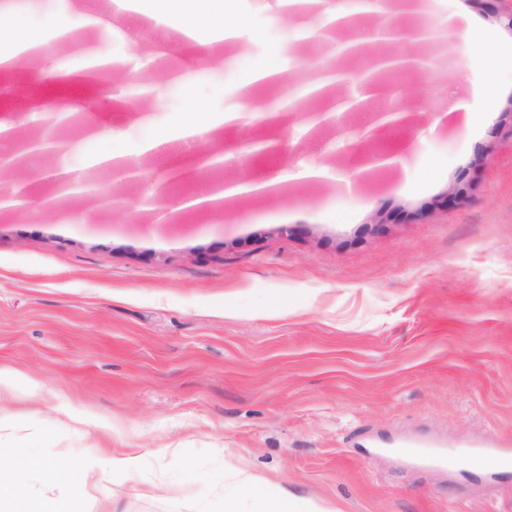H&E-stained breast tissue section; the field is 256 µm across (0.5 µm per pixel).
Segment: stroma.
Wrapping results in <instances>:
<instances>
[{"mask_svg": "<svg viewBox=\"0 0 512 512\" xmlns=\"http://www.w3.org/2000/svg\"><path fill=\"white\" fill-rule=\"evenodd\" d=\"M80 0H0V16L47 33L30 60L0 67V121L54 149L0 183V448L24 439L33 462L25 502L0 494V512H41L60 497L45 463L162 448L137 475L71 498L68 512H222L225 472L280 484L324 512H512V474L489 483L476 472L405 465L388 449L402 439L512 441V31L500 17L512 0H420L415 25L434 29L416 51L426 71L391 79L405 124L379 136L401 154L382 184L347 188L344 140L363 135L351 114L316 138L288 117L274 132L279 152L256 157L252 130H210L208 147L244 158L227 181L280 178L277 196L165 214L160 198L192 194L196 181L162 180L192 167L196 151L139 153L183 117L191 101L213 112L260 110L273 100L324 110L363 81L336 43L315 56L306 32L325 27L316 11L288 18L275 0H228L244 31L230 46L194 41L158 54L150 30L137 42L122 14L105 43L116 61L137 57L138 81L111 97L58 85L81 68L75 44L56 39L78 20ZM503 48L476 58L470 25ZM486 70L495 86L490 122L450 113L430 129L428 109L447 111L464 95L460 64ZM283 82L238 88L254 70ZM343 82L318 99L319 73ZM82 101L85 118L111 127L135 176L95 173L100 144L70 131L31 126L19 111L51 109L58 95ZM493 155L483 156L488 143ZM308 167L320 180L301 178ZM464 205H447L448 190ZM95 223H85L86 211ZM112 419L111 437L85 424Z\"/></svg>", "mask_w": 512, "mask_h": 512, "instance_id": "obj_1", "label": "stroma"}]
</instances>
